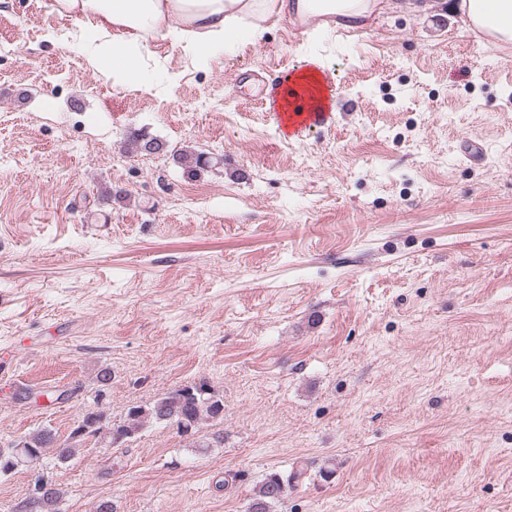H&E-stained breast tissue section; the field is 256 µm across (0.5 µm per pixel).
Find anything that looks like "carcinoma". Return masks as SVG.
<instances>
[{
  "label": "carcinoma",
  "mask_w": 512,
  "mask_h": 512,
  "mask_svg": "<svg viewBox=\"0 0 512 512\" xmlns=\"http://www.w3.org/2000/svg\"><path fill=\"white\" fill-rule=\"evenodd\" d=\"M128 423L113 426L100 410H86L82 413L71 439L79 440L88 436L104 437L111 444L121 445L129 440L142 426L150 423L174 422L185 434L194 433L206 420L224 419V402L216 397L209 385L204 382L184 385L153 403L145 406L129 408ZM29 449L38 456L48 448L55 450L56 459L64 463L73 455L74 446L70 443H59L52 431L41 429L27 436ZM25 451L15 448H0V476L8 475L25 463ZM303 471H292L288 474L273 473L269 475L253 499L249 512H269L270 505L280 500L288 487L301 480ZM60 499V491L54 484L48 488L38 500L35 512H57L56 506Z\"/></svg>",
  "instance_id": "carcinoma-1"
}]
</instances>
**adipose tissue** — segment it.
<instances>
[{
    "mask_svg": "<svg viewBox=\"0 0 512 512\" xmlns=\"http://www.w3.org/2000/svg\"><path fill=\"white\" fill-rule=\"evenodd\" d=\"M390 0H52L53 13L80 23L91 66L113 81L143 90L141 59L162 36L196 57L260 40L269 20L286 16L318 27L359 28ZM466 30L512 43V0H457Z\"/></svg>",
    "mask_w": 512,
    "mask_h": 512,
    "instance_id": "adipose-tissue-1",
    "label": "adipose tissue"
}]
</instances>
